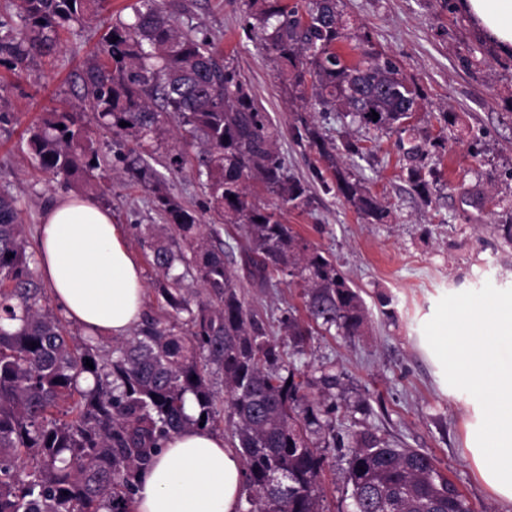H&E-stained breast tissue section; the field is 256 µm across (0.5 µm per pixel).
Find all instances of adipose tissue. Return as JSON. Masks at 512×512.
Segmentation results:
<instances>
[{"instance_id":"ef3b65f1","label":"adipose tissue","mask_w":512,"mask_h":512,"mask_svg":"<svg viewBox=\"0 0 512 512\" xmlns=\"http://www.w3.org/2000/svg\"><path fill=\"white\" fill-rule=\"evenodd\" d=\"M480 33L512 55V0H458ZM39 274L65 316L93 333L127 336L141 318L144 284L111 213L62 197L38 226ZM473 322L441 311L419 347L440 391L465 396L473 417L465 455L492 497L512 504V299H486ZM237 448L205 429L175 435L144 474L133 512H239Z\"/></svg>"}]
</instances>
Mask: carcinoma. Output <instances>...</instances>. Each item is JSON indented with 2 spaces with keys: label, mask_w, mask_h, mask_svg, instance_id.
I'll return each mask as SVG.
<instances>
[{
  "label": "carcinoma",
  "mask_w": 512,
  "mask_h": 512,
  "mask_svg": "<svg viewBox=\"0 0 512 512\" xmlns=\"http://www.w3.org/2000/svg\"><path fill=\"white\" fill-rule=\"evenodd\" d=\"M14 2L19 23L0 21V63L52 55L69 24L95 16L106 0ZM338 2L244 0L250 31L271 53L277 77L302 94L311 89L325 112L396 136L409 162L407 181L426 203L435 172L417 161L425 145L443 150L445 141L418 140L409 119L422 96L392 56L365 34L358 36V60L339 51L350 33ZM102 53L83 76V98L99 125L131 139L140 149L135 162L143 164L145 144L176 122L183 143L199 148L212 208L225 223L246 226L250 281L270 288L276 276L295 279L308 315L325 331L362 335L368 312L345 273L276 210L252 199L253 181L293 209L309 203L307 187L279 154V131L208 38L183 31L165 0H138L132 20L109 28ZM28 133L30 155L48 181L101 189L98 150L75 113L48 112ZM292 134L317 150L324 168L314 173L325 192L370 224L387 222L386 206L344 166V153L364 156L357 144L328 143L307 122ZM157 208L169 235L150 241L151 263L162 276L157 291L171 320L147 314L133 336L105 350L97 335H70L42 305L45 288L31 267L22 210L0 193V512H129L143 472L166 441L201 422L212 431L222 421L244 464L252 512H324L325 448L347 449L352 512H473L431 455L368 427L343 436L331 402L339 387L333 366L301 374L245 304L224 247L214 243L215 229L173 196L158 197ZM188 275L202 290L183 287ZM280 323L303 348L309 326L291 312ZM212 365L224 374L225 400L209 379ZM89 377L93 386L85 388ZM314 385L317 398L307 393Z\"/></svg>",
  "instance_id": "cac0c4a2"
}]
</instances>
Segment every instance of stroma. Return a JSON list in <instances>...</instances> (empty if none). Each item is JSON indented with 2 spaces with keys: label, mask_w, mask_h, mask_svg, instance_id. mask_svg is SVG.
I'll list each match as a JSON object with an SVG mask.
<instances>
[{
  "label": "stroma",
  "mask_w": 512,
  "mask_h": 512,
  "mask_svg": "<svg viewBox=\"0 0 512 512\" xmlns=\"http://www.w3.org/2000/svg\"><path fill=\"white\" fill-rule=\"evenodd\" d=\"M457 0H341L352 35L368 33L374 48L391 55L423 96L413 121L421 137L447 138L445 150L430 151L426 166L439 179L422 202L406 181V162L394 137L344 127L336 113L322 111L313 99L298 100L275 76L256 36L246 29L243 0H168L183 30L203 31L253 90L260 111L280 131L279 152L289 171L311 185L303 210L282 205L268 193L262 204L277 209L295 233L328 252L348 276L368 311L362 335L343 336L313 327L303 349L285 344L288 360L308 372L333 363L340 377L337 418L349 431L367 422L399 446L433 456L467 497L474 512H507L485 490L465 458L468 414L456 398L442 395L433 368L416 346L432 326L445 299L488 294L512 298V246L494 229L512 216V56L498 53L456 6ZM101 31L96 22L72 23L55 55L27 59L16 67L0 65V108L13 115L0 125V192L19 197L25 212L27 251L36 254V232L45 209L58 198L85 196L110 210L122 241L139 260L144 280L143 312L167 319L156 292L159 276L147 247L146 228H161L155 190L174 195L215 221L198 176L196 149L183 165L171 163L178 149L176 128L158 131L141 174L129 172L132 143L100 127L81 100V76L100 59ZM53 109L76 112L100 155L105 195L78 186L50 183L38 172L27 146V130ZM460 117L448 126L443 113ZM312 119L333 142L349 138L366 150L350 156L347 168L363 178L391 211L386 224H370L354 209L313 183L319 165L315 150L297 144L291 131L299 117ZM220 242L232 250L227 262L238 276L243 297L272 333H279L284 309L306 318L302 288L281 283L265 290L248 281L243 267L248 240L243 225L222 224ZM390 306H382L381 296ZM322 476L325 512H346L342 450L326 449Z\"/></svg>",
  "instance_id": "stroma-1"
}]
</instances>
